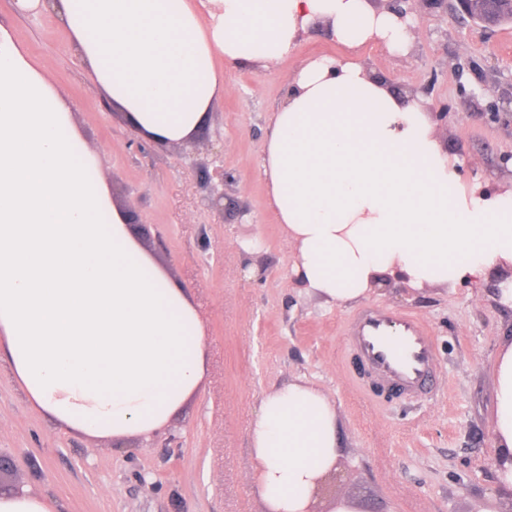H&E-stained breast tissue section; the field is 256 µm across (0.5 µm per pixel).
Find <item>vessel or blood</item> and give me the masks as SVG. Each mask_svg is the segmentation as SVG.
<instances>
[{
    "mask_svg": "<svg viewBox=\"0 0 512 512\" xmlns=\"http://www.w3.org/2000/svg\"><path fill=\"white\" fill-rule=\"evenodd\" d=\"M346 341L375 378L377 392L423 395L435 379L430 329L408 313L367 308L346 330Z\"/></svg>",
    "mask_w": 512,
    "mask_h": 512,
    "instance_id": "1",
    "label": "vessel or blood"
}]
</instances>
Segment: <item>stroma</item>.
Masks as SVG:
<instances>
[{"label": "stroma", "mask_w": 512, "mask_h": 512, "mask_svg": "<svg viewBox=\"0 0 512 512\" xmlns=\"http://www.w3.org/2000/svg\"><path fill=\"white\" fill-rule=\"evenodd\" d=\"M416 36L406 52L362 51L369 69L430 112L463 183L512 185V25L481 29L448 9L406 4ZM0 22L44 63L71 115L78 146L119 210H135L134 238L154 265L185 288L205 332L207 374L161 429L126 440L70 430L36 410L0 368V493L22 487L49 496L58 512H266L253 483L249 425L263 395L296 378L332 400L343 451L311 491L312 512L346 495L360 512H481L497 494L491 444L493 360L512 336V307L481 283L417 291L390 281L369 305L408 312L437 341V393L416 403L371 385L345 349L360 303L330 306L301 292L292 250L271 208L259 167L272 117L301 66L342 54L328 26L311 27L276 65L224 66L223 98L195 132V149L146 142L94 89L69 36L50 13H16L0 0ZM224 154V190L238 201L203 217L193 163Z\"/></svg>", "instance_id": "35a3bbf8"}]
</instances>
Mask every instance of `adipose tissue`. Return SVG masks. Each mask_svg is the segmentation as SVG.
Here are the masks:
<instances>
[{
	"label": "adipose tissue",
	"mask_w": 512,
	"mask_h": 512,
	"mask_svg": "<svg viewBox=\"0 0 512 512\" xmlns=\"http://www.w3.org/2000/svg\"><path fill=\"white\" fill-rule=\"evenodd\" d=\"M50 11L93 86L150 139L177 143L224 93L228 64L280 61L314 21L342 56L305 63L273 115L260 164L300 288L330 305L382 281L414 289L512 271V186L463 185L421 103L350 53L401 51L408 26L367 0H15ZM70 111L0 26V350L33 407L71 430L152 433L202 386L204 329L183 288L130 237ZM491 441L512 497V336L494 361ZM267 512H309L341 453L329 396L298 379L268 392L250 429Z\"/></svg>",
	"instance_id": "ef3b65f1"
}]
</instances>
